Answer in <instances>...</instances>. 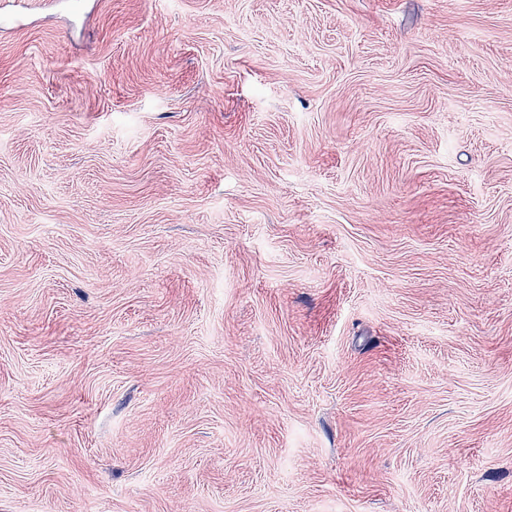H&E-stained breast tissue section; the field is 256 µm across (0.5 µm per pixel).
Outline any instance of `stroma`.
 <instances>
[{
	"label": "stroma",
	"instance_id": "35a3bbf8",
	"mask_svg": "<svg viewBox=\"0 0 512 512\" xmlns=\"http://www.w3.org/2000/svg\"><path fill=\"white\" fill-rule=\"evenodd\" d=\"M0 512H512V0H0Z\"/></svg>",
	"mask_w": 512,
	"mask_h": 512
}]
</instances>
